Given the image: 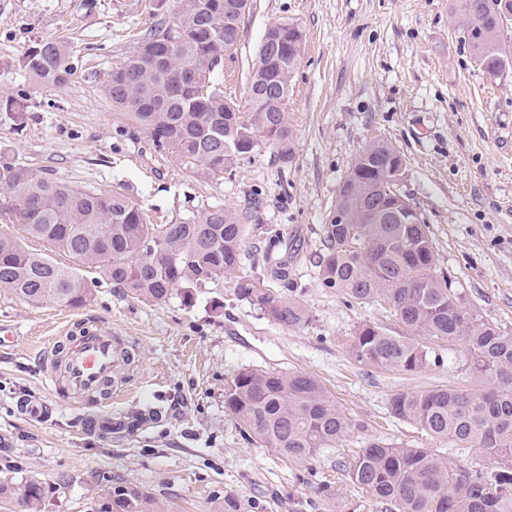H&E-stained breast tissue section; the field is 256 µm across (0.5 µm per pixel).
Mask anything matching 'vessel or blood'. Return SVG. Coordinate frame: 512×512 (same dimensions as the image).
Listing matches in <instances>:
<instances>
[{
  "instance_id": "vessel-or-blood-1",
  "label": "vessel or blood",
  "mask_w": 512,
  "mask_h": 512,
  "mask_svg": "<svg viewBox=\"0 0 512 512\" xmlns=\"http://www.w3.org/2000/svg\"><path fill=\"white\" fill-rule=\"evenodd\" d=\"M132 341L116 336L110 325L81 319L68 324L64 336L51 337L43 375L54 394L79 396L94 404L95 418L112 422V400L102 392L124 364L133 362Z\"/></svg>"
}]
</instances>
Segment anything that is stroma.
I'll return each mask as SVG.
<instances>
[{"mask_svg": "<svg viewBox=\"0 0 512 512\" xmlns=\"http://www.w3.org/2000/svg\"><path fill=\"white\" fill-rule=\"evenodd\" d=\"M453 8L452 0H253L236 52L224 60V96L246 108L248 68L267 26L298 25L304 49L288 99L293 158L282 164L267 147L212 177L155 150L102 93L138 39L169 18L167 0H0V96L25 106L21 123L0 112V161L87 190L122 189L152 224L218 205L241 213L260 196L240 273L310 313L303 327L277 325L238 296L231 278L163 305L91 270L93 297L79 308L0 292V323L17 332L0 350L1 480L36 476L42 512H93L116 483L146 490L161 512H215L228 496L240 512H382L348 476L364 441L435 447L454 465L480 462L386 406L400 389L467 388L461 344L436 345L429 368L414 375L359 364L350 352L359 326L394 335L404 328L385 304L349 302L318 276L344 177L380 139L404 159L399 188L429 226L439 270L481 317L512 334V71L493 78L482 70ZM51 36L68 41L76 66L62 88L35 85L21 66ZM278 262L287 281L271 274ZM88 318L137 348L117 376L107 439L83 428L82 398L52 395L42 380L49 336L61 321ZM246 367L314 376L358 430L299 463L246 438L224 410L225 388ZM28 400L49 403L48 417H20Z\"/></svg>", "mask_w": 512, "mask_h": 512, "instance_id": "obj_1", "label": "stroma"}]
</instances>
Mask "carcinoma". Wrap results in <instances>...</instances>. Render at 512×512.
<instances>
[{"label": "carcinoma", "mask_w": 512, "mask_h": 512, "mask_svg": "<svg viewBox=\"0 0 512 512\" xmlns=\"http://www.w3.org/2000/svg\"><path fill=\"white\" fill-rule=\"evenodd\" d=\"M172 19L137 42L112 70L102 92L112 108L132 119L158 151L173 153L212 176L273 147L282 164L292 157L287 105L290 77L301 60L299 26L271 23L249 70L248 109L230 111L224 100V66L212 55L238 42L246 0H173ZM512 0H457V24L483 70L499 77L512 70L502 46L505 9ZM288 42L276 56L272 40ZM37 84L64 87L75 74L68 46L42 40L22 58ZM394 147L369 145L347 172L344 204L355 214L364 200L383 202L394 184L382 173ZM0 212L26 233L45 240L136 296L162 304L227 277L278 325L309 321L294 298L275 296L260 280L237 275L245 227L235 210L214 206L195 219L149 224L142 206L109 190H85L41 171L0 163ZM319 275L357 304L387 303L404 327L423 341L396 336L371 323L351 341L354 359L366 366L414 373L431 364L432 345L460 342L473 384L467 390L430 387L399 390L389 414L454 447L479 452L483 463L456 466L433 448H409L374 438L350 463V481L389 512H512V334L469 309L443 272L428 226L328 224ZM93 281L51 257L0 235V291L34 305H85ZM224 409L247 434L295 461L336 447L359 428L329 390L302 372L239 371L224 391ZM42 482L29 476L0 481V504L19 501L41 512ZM156 502L129 486L110 488L99 512H157Z\"/></svg>", "instance_id": "carcinoma-1"}]
</instances>
